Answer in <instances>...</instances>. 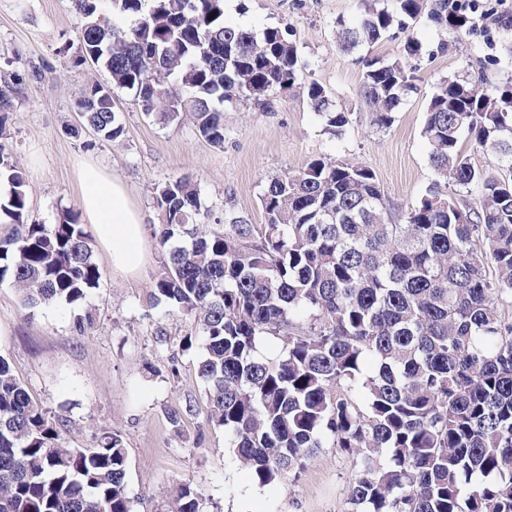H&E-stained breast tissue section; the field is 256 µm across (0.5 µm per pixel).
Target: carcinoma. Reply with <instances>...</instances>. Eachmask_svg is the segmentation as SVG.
Instances as JSON below:
<instances>
[{
  "instance_id": "cac0c4a2",
  "label": "carcinoma",
  "mask_w": 512,
  "mask_h": 512,
  "mask_svg": "<svg viewBox=\"0 0 512 512\" xmlns=\"http://www.w3.org/2000/svg\"><path fill=\"white\" fill-rule=\"evenodd\" d=\"M70 3L74 63L102 67L148 118L191 117L216 147L225 105H268L300 70L288 28L227 25L224 0ZM423 12L441 29L464 27L448 0H365L354 22L336 21L338 45L370 48ZM360 62L361 98L387 128L416 76L399 56ZM14 94V83H0V139ZM307 98L325 133L341 134L346 116L324 89L310 85ZM76 107L103 139L123 134L104 85L91 84ZM423 136L435 181L397 222L373 172L342 160L316 158L268 179L263 224L215 215L185 177L158 186L161 272L146 303L193 318L179 350L202 349L205 423L224 428L259 484L299 478L331 436L352 458L350 512H512V88L440 80ZM465 140L493 170L471 165ZM0 178L10 187L0 199L10 224L0 283L32 313L80 306L102 272L79 212L29 223L25 179L2 143ZM452 186L475 188L476 201ZM269 336L282 346L267 356ZM66 427L0 356V512H134L122 434L106 430L94 447L74 448ZM205 501L191 481L176 484L175 512H204Z\"/></svg>"
}]
</instances>
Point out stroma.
I'll return each mask as SVG.
<instances>
[{
	"label": "stroma",
	"instance_id": "stroma-1",
	"mask_svg": "<svg viewBox=\"0 0 512 512\" xmlns=\"http://www.w3.org/2000/svg\"><path fill=\"white\" fill-rule=\"evenodd\" d=\"M360 0H227L226 23L256 32L285 26L302 69L295 85L275 95L271 109L254 101L224 108V145L202 138L191 121L170 125L145 117L131 91L113 88L124 132L107 141L82 124L77 101L93 81H106L96 65L74 64L79 52L77 19L69 0H0V75L22 79L7 121L6 145L26 176L30 223H54L59 209L80 207L75 177L79 159L106 166L126 185L146 224L158 221L155 190L190 178L202 203L216 215L232 209L260 224L259 195L274 176L301 170L315 158L362 163L375 175L393 215L416 203L433 182L429 147L422 136L425 110L436 83L483 63L489 85L512 82V42L495 33L494 48L482 34L429 24L425 17L374 45L372 55L390 58L408 39L419 55L407 57L418 89L400 104L390 128L377 127L360 98L361 67L342 51L336 22L353 20ZM324 87L348 123L330 136L310 109V84ZM136 277L113 275L101 248L93 258L102 271L85 309L95 318L88 335L72 332L75 310L50 306L28 313L9 284L0 283V355L37 403L67 416L71 446H92L106 429L119 430L128 453V488L136 512H172L178 480L188 479L206 496V512H344L351 459L336 448L320 449L298 481L280 478L262 486L234 457L224 431L206 425V384L199 353L177 345L195 330L189 316L145 296L161 269L150 247ZM165 332L168 346L155 342ZM184 414L174 434L170 410Z\"/></svg>",
	"mask_w": 512,
	"mask_h": 512
}]
</instances>
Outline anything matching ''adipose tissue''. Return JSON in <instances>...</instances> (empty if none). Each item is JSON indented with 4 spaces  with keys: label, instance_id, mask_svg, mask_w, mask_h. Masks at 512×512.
I'll return each mask as SVG.
<instances>
[{
    "label": "adipose tissue",
    "instance_id": "ef3b65f1",
    "mask_svg": "<svg viewBox=\"0 0 512 512\" xmlns=\"http://www.w3.org/2000/svg\"><path fill=\"white\" fill-rule=\"evenodd\" d=\"M81 189L80 207L92 225L98 245L121 275L138 272L147 259V226L125 184L95 161L75 165Z\"/></svg>",
    "mask_w": 512,
    "mask_h": 512
}]
</instances>
